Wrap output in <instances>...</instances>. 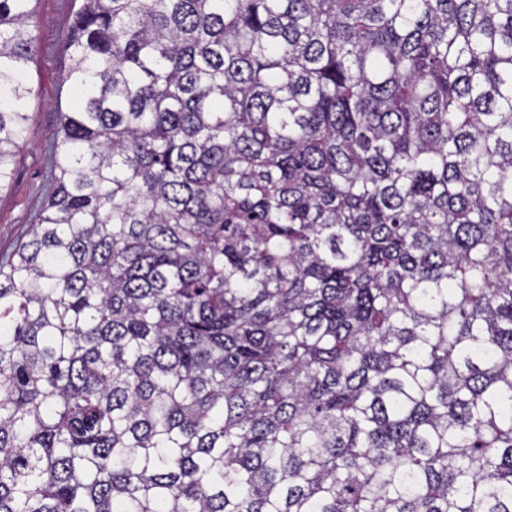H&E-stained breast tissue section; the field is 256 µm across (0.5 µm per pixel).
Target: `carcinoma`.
Returning <instances> with one entry per match:
<instances>
[{
	"instance_id": "obj_1",
	"label": "carcinoma",
	"mask_w": 512,
	"mask_h": 512,
	"mask_svg": "<svg viewBox=\"0 0 512 512\" xmlns=\"http://www.w3.org/2000/svg\"><path fill=\"white\" fill-rule=\"evenodd\" d=\"M69 45L0 512H512V0H80Z\"/></svg>"
}]
</instances>
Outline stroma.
Returning a JSON list of instances; mask_svg holds the SVG:
<instances>
[{"mask_svg":"<svg viewBox=\"0 0 512 512\" xmlns=\"http://www.w3.org/2000/svg\"><path fill=\"white\" fill-rule=\"evenodd\" d=\"M73 22L70 0H38L32 20L38 50L28 69L34 90L29 131L14 158L12 179L0 189V254L12 253L27 240L54 187L48 147L58 135L61 112L72 102L62 78L70 64L67 37Z\"/></svg>","mask_w":512,"mask_h":512,"instance_id":"obj_1","label":"stroma"}]
</instances>
